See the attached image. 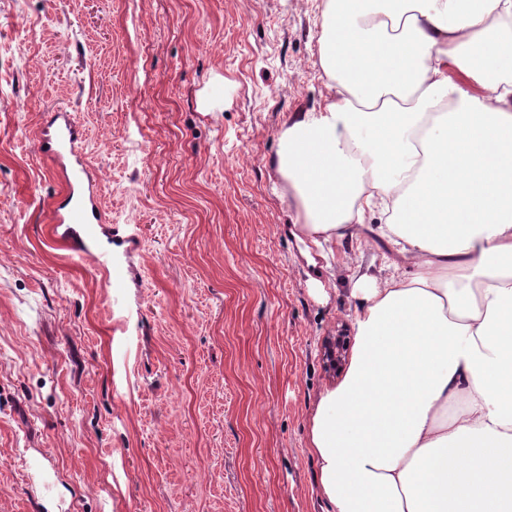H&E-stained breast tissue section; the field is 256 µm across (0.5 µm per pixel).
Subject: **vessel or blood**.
<instances>
[{"label": "vessel or blood", "instance_id": "b4317fda", "mask_svg": "<svg viewBox=\"0 0 512 512\" xmlns=\"http://www.w3.org/2000/svg\"><path fill=\"white\" fill-rule=\"evenodd\" d=\"M37 149L51 162L65 190L61 199L52 202L50 220L57 227L79 225L72 250L105 274L110 306L118 315L121 332H128L131 315L126 306V288L131 269L112 252L93 247L97 228L105 223L106 217L100 201V184L86 161L82 133L72 112L64 109L50 112Z\"/></svg>", "mask_w": 512, "mask_h": 512}]
</instances>
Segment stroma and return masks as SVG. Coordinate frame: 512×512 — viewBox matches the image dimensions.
Returning a JSON list of instances; mask_svg holds the SVG:
<instances>
[{
	"mask_svg": "<svg viewBox=\"0 0 512 512\" xmlns=\"http://www.w3.org/2000/svg\"><path fill=\"white\" fill-rule=\"evenodd\" d=\"M325 0H0V512H328L308 452L338 383L349 276L307 265L276 191L279 133L332 99ZM73 111L112 223L138 236L140 325L49 222L37 152ZM349 336H336L325 341V367L329 372L340 373L346 363Z\"/></svg>",
	"mask_w": 512,
	"mask_h": 512,
	"instance_id": "obj_1",
	"label": "stroma"
}]
</instances>
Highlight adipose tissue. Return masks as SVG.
<instances>
[{"instance_id":"ef3b65f1","label":"adipose tissue","mask_w":512,"mask_h":512,"mask_svg":"<svg viewBox=\"0 0 512 512\" xmlns=\"http://www.w3.org/2000/svg\"><path fill=\"white\" fill-rule=\"evenodd\" d=\"M318 57L334 99L273 163L290 233L396 254L356 276L350 364L314 404L319 494L512 512V0H326Z\"/></svg>"}]
</instances>
